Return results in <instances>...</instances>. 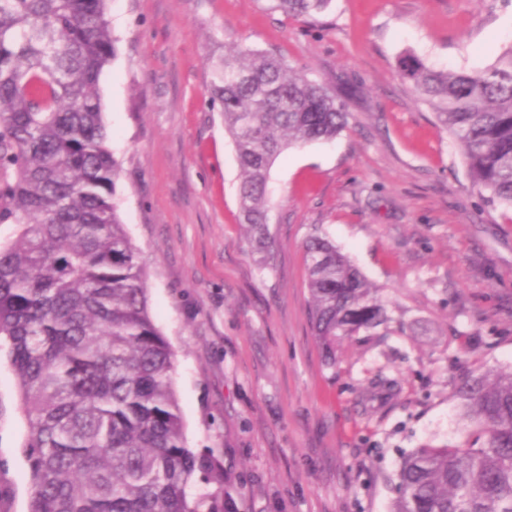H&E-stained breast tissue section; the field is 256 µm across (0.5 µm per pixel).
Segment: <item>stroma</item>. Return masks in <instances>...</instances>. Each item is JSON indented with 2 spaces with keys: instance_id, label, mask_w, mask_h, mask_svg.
Masks as SVG:
<instances>
[{
  "instance_id": "stroma-1",
  "label": "stroma",
  "mask_w": 512,
  "mask_h": 512,
  "mask_svg": "<svg viewBox=\"0 0 512 512\" xmlns=\"http://www.w3.org/2000/svg\"><path fill=\"white\" fill-rule=\"evenodd\" d=\"M100 84L120 214L149 309L176 354L187 444L231 477L223 512H389L401 457L468 438L456 391L512 365V208L399 75L408 54L481 68L512 44V0H332L317 18L273 0H111ZM243 44L345 91L333 142L270 171V257L239 221L234 145L206 86ZM329 239L378 288L382 335L327 364L312 331L306 244ZM393 390L370 398L377 378ZM27 421L0 366V512H27Z\"/></svg>"
}]
</instances>
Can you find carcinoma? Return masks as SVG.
<instances>
[{"label":"carcinoma","instance_id":"carcinoma-1","mask_svg":"<svg viewBox=\"0 0 512 512\" xmlns=\"http://www.w3.org/2000/svg\"><path fill=\"white\" fill-rule=\"evenodd\" d=\"M110 0H0V351L28 425V512H219L224 471L186 445L175 353L149 312L147 273L119 214L102 76L116 56ZM316 17L331 0H275ZM403 79L463 149L474 182L512 207V45L482 70ZM211 110L243 173L239 218L270 256L266 186L292 147L335 139L337 93L283 58L240 48L212 67ZM314 335L328 362L386 309L331 241L306 248ZM466 442L403 456L390 512H512V368L458 387ZM200 476L217 485L192 497Z\"/></svg>","mask_w":512,"mask_h":512}]
</instances>
